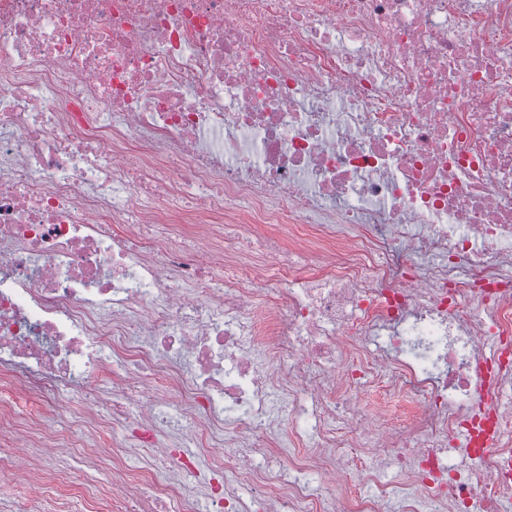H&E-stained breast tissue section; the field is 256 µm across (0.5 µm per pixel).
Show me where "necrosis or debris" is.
Wrapping results in <instances>:
<instances>
[{
	"instance_id": "obj_1",
	"label": "necrosis or debris",
	"mask_w": 512,
	"mask_h": 512,
	"mask_svg": "<svg viewBox=\"0 0 512 512\" xmlns=\"http://www.w3.org/2000/svg\"><path fill=\"white\" fill-rule=\"evenodd\" d=\"M371 378L408 424L363 412ZM159 387L182 436L232 450L210 512H244L227 473L267 512L512 499V0H0L14 512H65L60 482L84 512H196ZM284 422L305 451L283 462L262 443ZM96 425L155 465L103 488L27 465ZM461 441L478 468L449 462Z\"/></svg>"
}]
</instances>
